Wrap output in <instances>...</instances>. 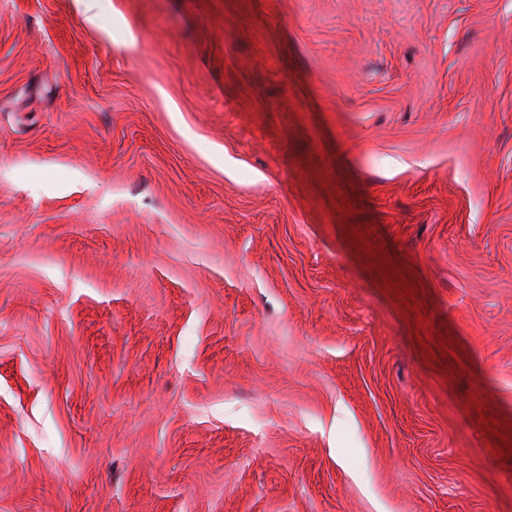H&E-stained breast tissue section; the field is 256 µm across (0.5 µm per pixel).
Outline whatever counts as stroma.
<instances>
[{"label":"stroma","mask_w":512,"mask_h":512,"mask_svg":"<svg viewBox=\"0 0 512 512\" xmlns=\"http://www.w3.org/2000/svg\"><path fill=\"white\" fill-rule=\"evenodd\" d=\"M85 4L0 0V512H512V0Z\"/></svg>","instance_id":"35a3bbf8"}]
</instances>
